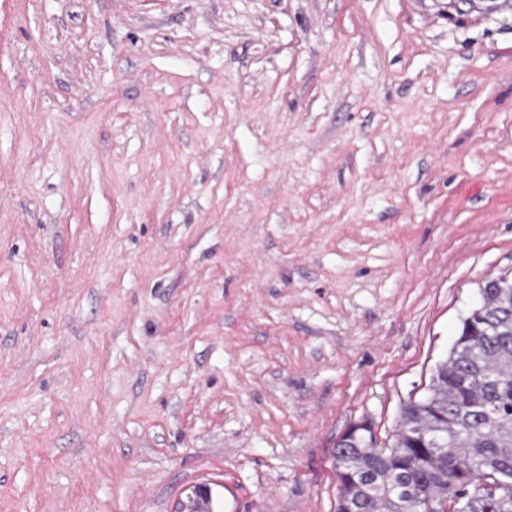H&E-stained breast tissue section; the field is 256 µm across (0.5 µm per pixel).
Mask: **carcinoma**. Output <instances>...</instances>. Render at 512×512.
Here are the masks:
<instances>
[{
  "label": "carcinoma",
  "mask_w": 512,
  "mask_h": 512,
  "mask_svg": "<svg viewBox=\"0 0 512 512\" xmlns=\"http://www.w3.org/2000/svg\"><path fill=\"white\" fill-rule=\"evenodd\" d=\"M479 294L393 443L374 446L358 425L334 449L337 512H512V279ZM214 508L211 496L182 504Z\"/></svg>",
  "instance_id": "1"
}]
</instances>
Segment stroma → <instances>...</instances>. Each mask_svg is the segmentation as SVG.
<instances>
[{
    "mask_svg": "<svg viewBox=\"0 0 512 512\" xmlns=\"http://www.w3.org/2000/svg\"><path fill=\"white\" fill-rule=\"evenodd\" d=\"M512 276V12L0 0V512H336Z\"/></svg>",
    "mask_w": 512,
    "mask_h": 512,
    "instance_id": "1",
    "label": "stroma"
}]
</instances>
